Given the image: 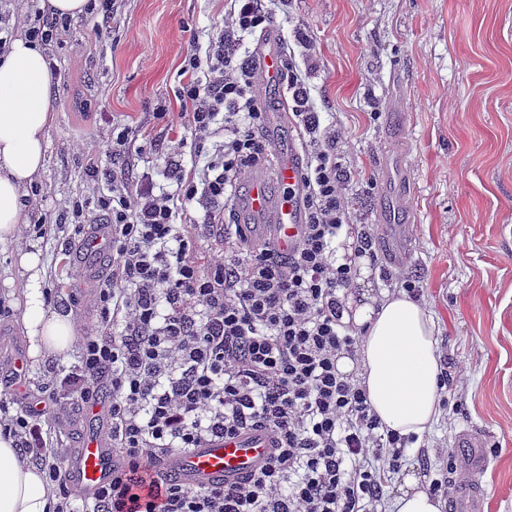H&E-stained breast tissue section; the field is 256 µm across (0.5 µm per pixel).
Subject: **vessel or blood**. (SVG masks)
<instances>
[{
  "mask_svg": "<svg viewBox=\"0 0 512 512\" xmlns=\"http://www.w3.org/2000/svg\"><path fill=\"white\" fill-rule=\"evenodd\" d=\"M282 49L276 30H268L258 41L254 60L268 85L282 83ZM273 156L277 161L278 190H271L264 172H256L239 205L248 223L255 230L271 226L270 242L273 247L285 250L299 239L306 222L300 193L302 156L298 141L273 140ZM87 414L94 422L93 430L84 435L80 448L68 467L74 485L83 493L92 495L106 483L120 465L100 431L108 412L105 404L92 403ZM460 446L471 449L469 466L473 472H482L487 466L483 452L485 436L468 430L459 441ZM267 438L260 433H248L233 439H216L181 453L176 460L166 462L167 477L181 485L193 488H210L232 482L251 473L269 456ZM485 494L481 484L457 488L453 497L455 512H483Z\"/></svg>",
  "mask_w": 512,
  "mask_h": 512,
  "instance_id": "vessel-or-blood-1",
  "label": "vessel or blood"
}]
</instances>
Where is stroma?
<instances>
[{"label":"stroma","mask_w":512,"mask_h":512,"mask_svg":"<svg viewBox=\"0 0 512 512\" xmlns=\"http://www.w3.org/2000/svg\"><path fill=\"white\" fill-rule=\"evenodd\" d=\"M230 0H116L112 32L94 39L78 17L50 50L57 70L56 122L37 179L43 210L57 229L38 239L51 305L77 328L96 317L94 298L109 271L104 255L82 256L69 225V200L85 191L78 147H107L113 128L152 140L130 154V172L150 171L173 188L192 169L168 166V134L154 117L181 109L180 69L192 44L219 36ZM274 24L323 120L335 124L337 150L351 168L344 185L351 221L370 224L376 260L353 296L389 292L383 272L418 282L420 304L436 321L449 377L467 382L449 396L428 434L405 450V463L435 478L464 429L486 436L489 465L478 476L487 512H512V0H288ZM405 164L399 193L384 198L383 158ZM394 206L413 245L394 260L377 213ZM0 286V364L27 350L20 312ZM68 467L91 427L85 403L70 400L49 416Z\"/></svg>","instance_id":"stroma-1"}]
</instances>
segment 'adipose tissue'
I'll return each instance as SVG.
<instances>
[{
	"label": "adipose tissue",
	"instance_id": "1",
	"mask_svg": "<svg viewBox=\"0 0 512 512\" xmlns=\"http://www.w3.org/2000/svg\"><path fill=\"white\" fill-rule=\"evenodd\" d=\"M55 78L44 51L25 36L11 40L0 58V246L12 249L20 285L14 304L19 329L33 360H66L78 335L70 315L44 299L46 270L34 242H22L31 208L27 188L44 168L47 133L55 120ZM353 321L363 327L355 358H341V372H356L384 430L423 436L440 416L442 365L436 323L422 305L402 293L363 296ZM49 490L44 474L23 462L12 440L0 436V512H46ZM393 512H441V501L406 473Z\"/></svg>",
	"mask_w": 512,
	"mask_h": 512
}]
</instances>
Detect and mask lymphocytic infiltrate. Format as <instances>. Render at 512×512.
<instances>
[{"instance_id":"lymphocytic-infiltrate-1","label":"lymphocytic infiltrate","mask_w":512,"mask_h":512,"mask_svg":"<svg viewBox=\"0 0 512 512\" xmlns=\"http://www.w3.org/2000/svg\"><path fill=\"white\" fill-rule=\"evenodd\" d=\"M285 2L234 0L206 52L186 55L181 109L156 118L183 130L169 164L190 147L203 165L174 190L156 189L147 172L130 177L121 163L136 142L129 129L112 137L107 181L98 177L103 152L82 148L86 191L69 204L73 234L86 237L99 218L110 234L96 319L77 339L73 369L49 371L44 408L14 412L0 399V435L45 473L52 512H384L385 485L409 440L381 432L356 373L337 368L356 354L359 334L344 315L356 265L375 256L372 229L350 221L336 131L322 126L292 63L282 70L303 137L301 236L282 253L249 244L228 222L233 193L272 151L263 134L267 89L244 41ZM17 3L31 41L45 48L68 36L70 18L37 0ZM204 241L216 248L203 266ZM64 393L108 397L107 440L122 466L90 501L58 466L42 424ZM245 432L273 440L250 476L201 489L153 476L158 461Z\"/></svg>"}]
</instances>
